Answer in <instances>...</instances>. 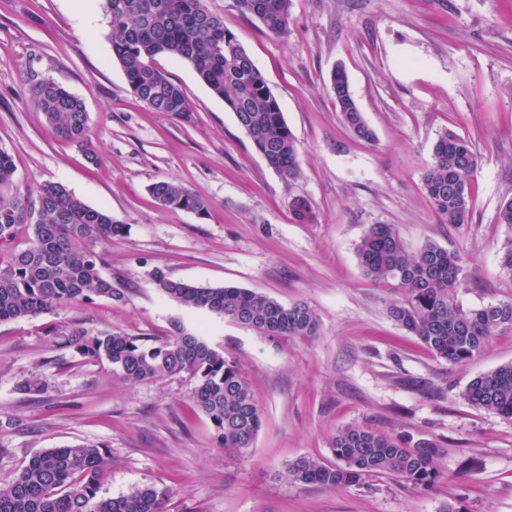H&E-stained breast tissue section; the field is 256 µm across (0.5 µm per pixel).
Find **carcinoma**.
Wrapping results in <instances>:
<instances>
[{
	"instance_id": "1",
	"label": "carcinoma",
	"mask_w": 512,
	"mask_h": 512,
	"mask_svg": "<svg viewBox=\"0 0 512 512\" xmlns=\"http://www.w3.org/2000/svg\"><path fill=\"white\" fill-rule=\"evenodd\" d=\"M242 17L268 33L285 37L291 0H234ZM112 54L136 98L155 112L190 111L184 91L156 64L159 55L192 66L199 79L234 113L267 165L288 180L301 175L300 152L280 105L251 56L226 26L224 15L208 0H104ZM330 88L343 123L359 139L374 141L344 70L331 72ZM31 101L57 134L93 157L83 102L51 79L31 87ZM480 158L469 141L451 129L437 140L423 189L444 224L460 227L471 216V183ZM163 207L204 215L208 204L171 179L149 186ZM294 221L315 220L309 202L291 203ZM26 240L8 258L0 256V323L25 319L93 300H120L123 294L103 277L96 246L124 232V225L102 210L75 198L59 183H45L36 194L23 192L12 156L0 149V246ZM365 274L401 295L391 315L436 358L465 364L486 347L491 336L512 329V302L465 308L456 299L466 286L462 259L428 242L406 249L391 224H374L356 246ZM158 288L177 303L205 309L271 338L314 336L319 329L305 304L284 305L275 298L236 286L210 287L154 275ZM46 335L80 357L107 360L134 384L187 374L195 380L196 408L210 421L216 443L240 458L248 457L261 427L260 411L238 364L203 339L175 327L155 341L118 330L80 323L56 324ZM469 404L512 419V362L473 378L462 392ZM335 462L302 456L288 464L289 477L326 488L367 486L394 476L416 488H429L439 477L436 458L443 452L429 439L409 433L392 436L362 424H350L331 438ZM109 449L81 442L34 453L20 469L0 477V512H165L168 492L143 487L117 498L99 496Z\"/></svg>"
}]
</instances>
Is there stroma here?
I'll use <instances>...</instances> for the list:
<instances>
[{
  "label": "stroma",
  "instance_id": "obj_1",
  "mask_svg": "<svg viewBox=\"0 0 512 512\" xmlns=\"http://www.w3.org/2000/svg\"><path fill=\"white\" fill-rule=\"evenodd\" d=\"M210 6L276 96L300 148L298 179L266 164L185 61L157 59L189 113L137 99L112 57L101 0H0V149L18 182L32 192L62 184L125 226L99 249L122 300L0 323V475L40 449L89 441L112 453L101 497L153 486L169 490L168 512H512V419L461 396L473 377L512 362V329L465 365L439 360L391 318L395 290L367 277L356 256L370 225L392 224L409 251L431 241L460 253L464 307L512 302L499 263L512 229L497 221L512 198V0H292L284 38L242 18L233 0ZM339 66L375 142L355 138L336 110L329 78ZM44 78L83 101L94 158L31 104ZM448 128L481 160L471 221L459 228L441 223L422 182ZM165 178L204 199L207 214L160 206L148 188ZM299 196L315 222H294ZM158 271L306 303L319 331L272 339L184 307L157 287ZM75 320L157 340L178 324L235 360L262 418L248 458L217 446L190 376L132 384L44 333ZM33 374L45 391L22 393ZM352 423L440 444L438 481L323 488L289 479L298 457L331 460L330 439Z\"/></svg>",
  "mask_w": 512,
  "mask_h": 512
}]
</instances>
